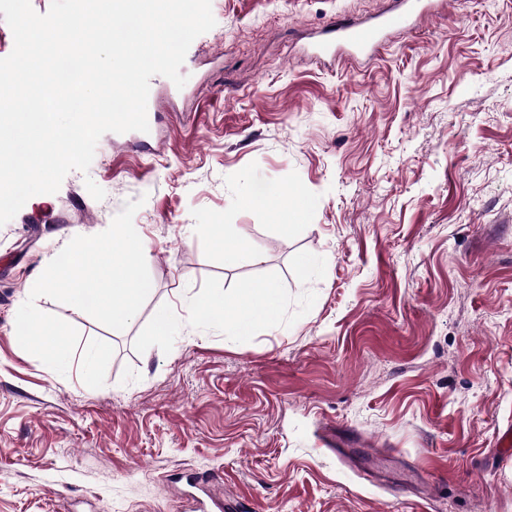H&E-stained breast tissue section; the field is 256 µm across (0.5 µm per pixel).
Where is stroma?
Masks as SVG:
<instances>
[{"mask_svg": "<svg viewBox=\"0 0 512 512\" xmlns=\"http://www.w3.org/2000/svg\"><path fill=\"white\" fill-rule=\"evenodd\" d=\"M392 5L211 0L185 86L150 80L157 145L104 134L88 172L0 226V512H196L199 476L237 512H512V0H444L367 60L308 54L332 18ZM138 199L154 290L121 331L38 298L105 353L94 383L58 374L17 311ZM206 224L263 262H225ZM262 281L280 314L248 336L185 306ZM423 472L425 500L406 484ZM224 238L235 242L231 253L232 261L239 265H255L262 261V255L254 251L244 240L238 238L230 225H224Z\"/></svg>", "mask_w": 512, "mask_h": 512, "instance_id": "stroma-1", "label": "stroma"}]
</instances>
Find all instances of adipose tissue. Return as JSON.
Listing matches in <instances>:
<instances>
[{
    "label": "adipose tissue",
    "instance_id": "obj_1",
    "mask_svg": "<svg viewBox=\"0 0 512 512\" xmlns=\"http://www.w3.org/2000/svg\"><path fill=\"white\" fill-rule=\"evenodd\" d=\"M279 302L278 287L264 281L233 296L220 292L199 295L190 309L197 318L223 326L225 334L247 336L268 322Z\"/></svg>",
    "mask_w": 512,
    "mask_h": 512
}]
</instances>
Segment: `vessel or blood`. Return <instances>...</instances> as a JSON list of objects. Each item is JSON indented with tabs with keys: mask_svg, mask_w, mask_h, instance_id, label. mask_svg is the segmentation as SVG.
I'll return each mask as SVG.
<instances>
[{
	"mask_svg": "<svg viewBox=\"0 0 512 512\" xmlns=\"http://www.w3.org/2000/svg\"><path fill=\"white\" fill-rule=\"evenodd\" d=\"M435 8V0H396L391 11L369 20L336 19L320 32L312 46L313 53L330 62L372 57L390 35L410 28Z\"/></svg>",
	"mask_w": 512,
	"mask_h": 512,
	"instance_id": "vessel-or-blood-1",
	"label": "vessel or blood"
}]
</instances>
